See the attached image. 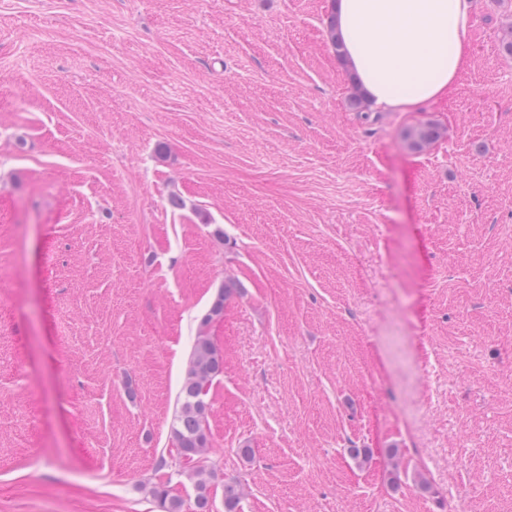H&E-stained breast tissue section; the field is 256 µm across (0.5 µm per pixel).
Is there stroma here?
<instances>
[{
	"label": "stroma",
	"instance_id": "stroma-1",
	"mask_svg": "<svg viewBox=\"0 0 512 512\" xmlns=\"http://www.w3.org/2000/svg\"><path fill=\"white\" fill-rule=\"evenodd\" d=\"M473 2L448 97L358 112L331 0H0V512H161L163 459L193 501L227 284L212 512H512V0ZM219 292L209 312L202 319L194 339L188 367L180 388L178 408L171 434L181 464L194 480V505L197 512H210L212 485L208 466L209 440L205 428L208 404L204 400L209 382L224 369V356L206 335L205 328L224 312V295Z\"/></svg>",
	"mask_w": 512,
	"mask_h": 512
}]
</instances>
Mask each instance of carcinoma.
<instances>
[{"mask_svg":"<svg viewBox=\"0 0 512 512\" xmlns=\"http://www.w3.org/2000/svg\"><path fill=\"white\" fill-rule=\"evenodd\" d=\"M440 135L433 124L413 128L407 133L411 147L420 149ZM222 290L217 295L209 312L202 319L194 339L188 367L179 393V406L175 413L171 434L182 466L194 480V505L196 512H210L211 470L208 466L209 440L205 428L208 404L204 400L209 382L224 369V356L206 335L205 328L224 312ZM153 495L160 501L164 512H182L183 501L169 493L167 486L153 487Z\"/></svg>","mask_w":512,"mask_h":512,"instance_id":"obj_1","label":"carcinoma"}]
</instances>
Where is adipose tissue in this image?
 <instances>
[{"label":"adipose tissue","mask_w":512,"mask_h":512,"mask_svg":"<svg viewBox=\"0 0 512 512\" xmlns=\"http://www.w3.org/2000/svg\"><path fill=\"white\" fill-rule=\"evenodd\" d=\"M336 40L372 105L413 112L447 97L470 61L472 0H335Z\"/></svg>","instance_id":"adipose-tissue-1"}]
</instances>
